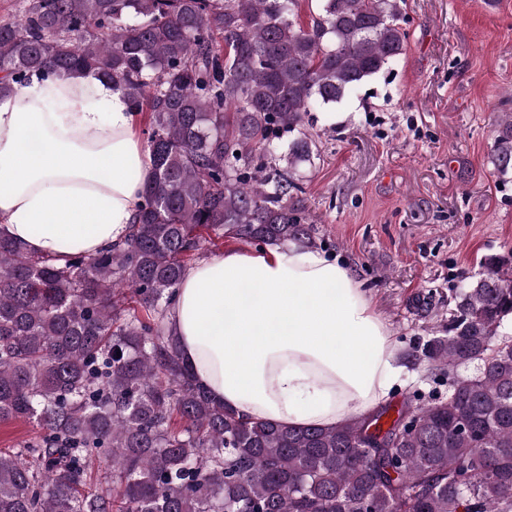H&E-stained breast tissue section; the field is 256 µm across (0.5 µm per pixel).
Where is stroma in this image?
I'll return each mask as SVG.
<instances>
[{"instance_id":"stroma-1","label":"stroma","mask_w":512,"mask_h":512,"mask_svg":"<svg viewBox=\"0 0 512 512\" xmlns=\"http://www.w3.org/2000/svg\"><path fill=\"white\" fill-rule=\"evenodd\" d=\"M406 51L336 122L307 129L320 159L297 176L323 249L356 274L401 352L448 321V291L512 247V175L492 163L512 112V0H405ZM432 294L436 316L413 300Z\"/></svg>"}]
</instances>
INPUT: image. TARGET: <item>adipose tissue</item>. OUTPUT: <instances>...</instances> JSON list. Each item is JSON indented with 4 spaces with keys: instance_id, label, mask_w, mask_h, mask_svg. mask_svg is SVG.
I'll return each instance as SVG.
<instances>
[{
    "instance_id": "obj_1",
    "label": "adipose tissue",
    "mask_w": 512,
    "mask_h": 512,
    "mask_svg": "<svg viewBox=\"0 0 512 512\" xmlns=\"http://www.w3.org/2000/svg\"><path fill=\"white\" fill-rule=\"evenodd\" d=\"M150 171L109 82L34 74L0 97V234L39 254L124 242ZM168 319L195 380L251 420L331 428L387 402L406 372L349 267L296 245L190 266Z\"/></svg>"
}]
</instances>
